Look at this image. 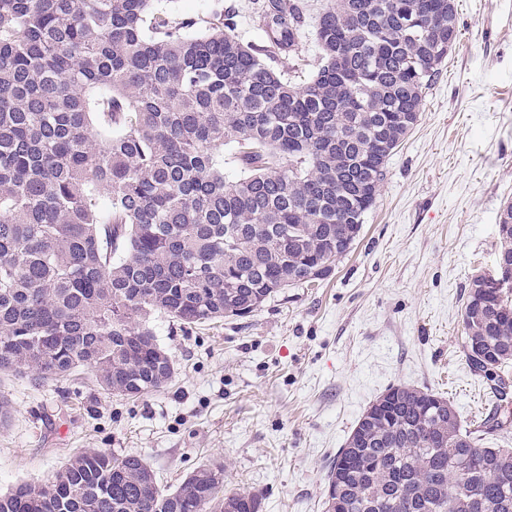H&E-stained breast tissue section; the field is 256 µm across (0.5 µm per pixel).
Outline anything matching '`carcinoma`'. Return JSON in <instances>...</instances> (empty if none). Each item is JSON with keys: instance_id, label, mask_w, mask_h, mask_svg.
I'll list each match as a JSON object with an SVG mask.
<instances>
[{"instance_id": "cac0c4a2", "label": "carcinoma", "mask_w": 512, "mask_h": 512, "mask_svg": "<svg viewBox=\"0 0 512 512\" xmlns=\"http://www.w3.org/2000/svg\"><path fill=\"white\" fill-rule=\"evenodd\" d=\"M262 44L236 12L157 0H0V373L79 369L141 397L175 375L149 321L250 316L329 277L360 238L392 153L458 38L455 0H329L321 57L295 60L298 0H264ZM234 147L239 175L219 151ZM512 265V205L496 265ZM473 276L474 372L507 396L512 287ZM461 428L440 394L392 386L339 449L326 512H512V448ZM224 468L164 488L140 457L74 455L0 492V512H261Z\"/></svg>"}]
</instances>
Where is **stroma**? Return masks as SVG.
<instances>
[{
  "mask_svg": "<svg viewBox=\"0 0 512 512\" xmlns=\"http://www.w3.org/2000/svg\"><path fill=\"white\" fill-rule=\"evenodd\" d=\"M298 55L320 61L326 0H302ZM178 15L235 7L240 39L262 40L258 0H162ZM461 34L421 117L390 157L354 249L315 287L288 288L249 317L189 331L152 324L176 373L138 399L87 371L49 384L0 377V491L40 481L73 455H136L162 485L202 466L263 499V512H323L328 467L364 411L396 385L442 393L471 431L497 409L463 352L472 275L495 268L512 203V0H455Z\"/></svg>",
  "mask_w": 512,
  "mask_h": 512,
  "instance_id": "stroma-1",
  "label": "stroma"
}]
</instances>
